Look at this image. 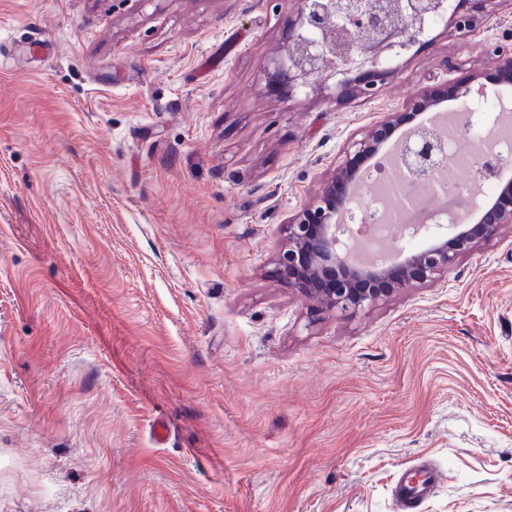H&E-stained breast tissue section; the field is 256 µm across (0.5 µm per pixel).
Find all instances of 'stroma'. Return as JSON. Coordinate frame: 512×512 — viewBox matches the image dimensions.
<instances>
[{
  "label": "stroma",
  "instance_id": "1",
  "mask_svg": "<svg viewBox=\"0 0 512 512\" xmlns=\"http://www.w3.org/2000/svg\"><path fill=\"white\" fill-rule=\"evenodd\" d=\"M285 18L0 0V512H399L425 463L417 512H512V225L353 314L273 263L353 132L492 67L512 0L371 102L268 95ZM439 480L438 473L424 466L418 478L402 479L396 486V497L403 512H415L419 503L429 496Z\"/></svg>",
  "mask_w": 512,
  "mask_h": 512
}]
</instances>
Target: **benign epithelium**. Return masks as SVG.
<instances>
[{"instance_id": "benign-epithelium-1", "label": "benign epithelium", "mask_w": 512, "mask_h": 512, "mask_svg": "<svg viewBox=\"0 0 512 512\" xmlns=\"http://www.w3.org/2000/svg\"><path fill=\"white\" fill-rule=\"evenodd\" d=\"M496 0H292L286 18L288 52L273 59L272 88L288 97L311 85L312 80L337 95L360 101L379 97L393 71L382 55L406 49L432 28L429 16L445 20L454 33L469 37L489 16ZM383 34V44L367 59L357 62L352 53L360 39L347 35L349 28ZM332 56L342 73L358 72L336 83L322 72V61ZM492 83L512 87V47L496 46ZM485 96L484 86L448 80L443 87L420 88L400 110L386 112L372 126L353 133L333 173L319 186L312 201L286 221V240L274 257L279 282L307 298L342 312L356 313L387 301L411 284L434 282L448 273L456 261L475 247L494 238L501 226L512 224V180L498 186L488 202H464L467 213L479 212L473 225L448 216L446 235L402 256L401 261L366 264L343 245L339 231L351 216L354 190L371 172L367 161L375 158L396 130L416 116L447 101H466ZM434 131L414 125L395 142V152L408 167L413 183L433 191L447 189L438 176L434 158ZM477 171L496 176L498 163L493 146L483 141L476 157Z\"/></svg>"}]
</instances>
